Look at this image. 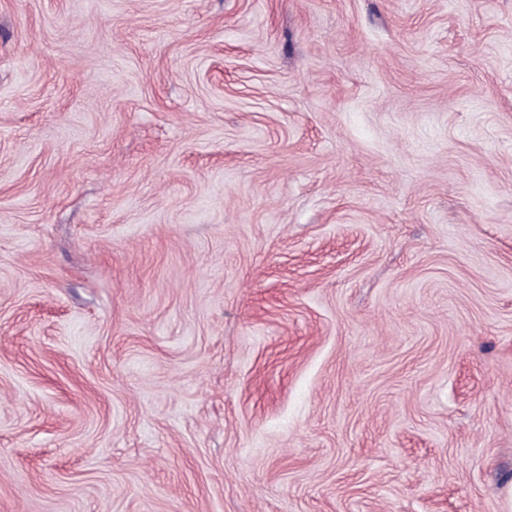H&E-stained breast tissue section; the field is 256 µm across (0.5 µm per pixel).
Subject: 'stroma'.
I'll return each mask as SVG.
<instances>
[{
  "mask_svg": "<svg viewBox=\"0 0 512 512\" xmlns=\"http://www.w3.org/2000/svg\"><path fill=\"white\" fill-rule=\"evenodd\" d=\"M0 512H512V0H0Z\"/></svg>",
  "mask_w": 512,
  "mask_h": 512,
  "instance_id": "obj_1",
  "label": "stroma"
}]
</instances>
